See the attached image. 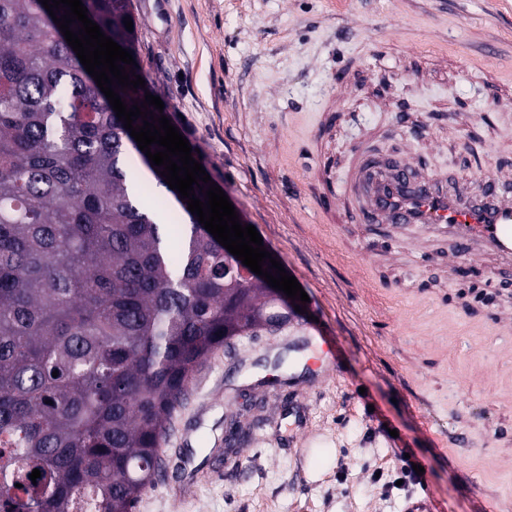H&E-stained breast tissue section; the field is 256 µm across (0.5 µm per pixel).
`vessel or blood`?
I'll use <instances>...</instances> for the list:
<instances>
[{"label": "vessel or blood", "mask_w": 512, "mask_h": 512, "mask_svg": "<svg viewBox=\"0 0 512 512\" xmlns=\"http://www.w3.org/2000/svg\"><path fill=\"white\" fill-rule=\"evenodd\" d=\"M315 175L323 208L351 224L454 228L471 266L485 254L512 260V195L500 178L470 190L458 177L437 178L390 155L362 151L349 163V181L337 190L323 168Z\"/></svg>", "instance_id": "vessel-or-blood-1"}]
</instances>
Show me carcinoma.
<instances>
[{
  "label": "carcinoma",
  "instance_id": "obj_1",
  "mask_svg": "<svg viewBox=\"0 0 512 512\" xmlns=\"http://www.w3.org/2000/svg\"><path fill=\"white\" fill-rule=\"evenodd\" d=\"M82 3L135 52L132 0ZM160 170L40 0H0V512H133L194 372L278 311Z\"/></svg>",
  "mask_w": 512,
  "mask_h": 512
}]
</instances>
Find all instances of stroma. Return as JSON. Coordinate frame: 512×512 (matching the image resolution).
Masks as SVG:
<instances>
[{
	"label": "stroma",
	"mask_w": 512,
	"mask_h": 512,
	"mask_svg": "<svg viewBox=\"0 0 512 512\" xmlns=\"http://www.w3.org/2000/svg\"><path fill=\"white\" fill-rule=\"evenodd\" d=\"M132 3L151 94L309 297L198 369L134 512H512V267L460 263L444 230L326 223L309 182L333 97L336 181L359 147L512 175V0ZM338 104L335 100H332L323 110V116L320 123L318 135L316 138V155L318 159H321L323 154L324 144H326V135L336 125V115L338 112Z\"/></svg>",
	"instance_id": "stroma-1"
}]
</instances>
